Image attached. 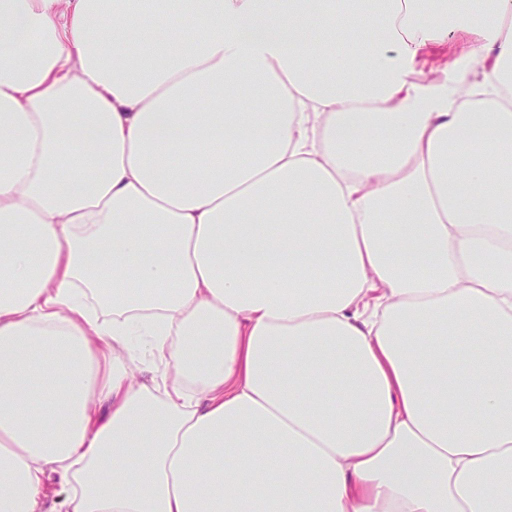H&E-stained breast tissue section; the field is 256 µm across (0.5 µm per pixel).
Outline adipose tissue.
I'll list each match as a JSON object with an SVG mask.
<instances>
[{
    "label": "adipose tissue",
    "mask_w": 512,
    "mask_h": 512,
    "mask_svg": "<svg viewBox=\"0 0 512 512\" xmlns=\"http://www.w3.org/2000/svg\"><path fill=\"white\" fill-rule=\"evenodd\" d=\"M52 476L512 512V0H0V512ZM469 49V38L464 33H457L448 39V45L436 48L423 55L416 64V79L435 78Z\"/></svg>",
    "instance_id": "ef3b65f1"
}]
</instances>
